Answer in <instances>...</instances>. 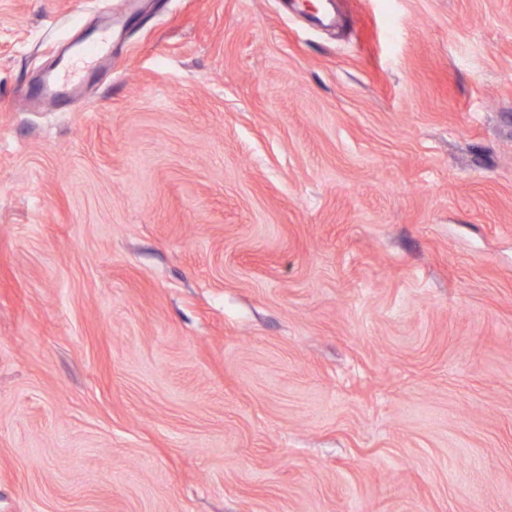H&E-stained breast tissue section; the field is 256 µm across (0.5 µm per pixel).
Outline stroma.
Wrapping results in <instances>:
<instances>
[{"mask_svg": "<svg viewBox=\"0 0 512 512\" xmlns=\"http://www.w3.org/2000/svg\"><path fill=\"white\" fill-rule=\"evenodd\" d=\"M298 2L0 0V512H512V0ZM104 56V53L99 50L94 45H89L85 47L81 52L78 54V60L83 63L82 67H71L67 68L64 72L54 74L50 76L39 88V93L47 99H55L59 96L60 90L63 86H65L62 83L63 76L69 73L71 70H79L82 69L83 76L80 77L81 79L85 80L86 76L88 75L89 71H93L97 67V63L100 62L102 57Z\"/></svg>", "mask_w": 512, "mask_h": 512, "instance_id": "1", "label": "stroma"}]
</instances>
